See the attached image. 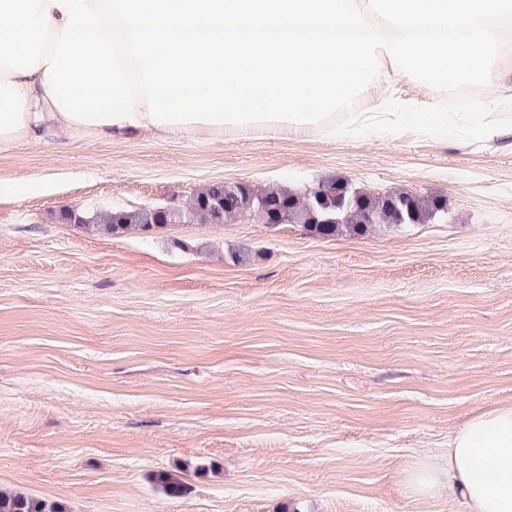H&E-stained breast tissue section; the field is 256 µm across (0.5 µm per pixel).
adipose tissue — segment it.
<instances>
[{"label": "adipose tissue", "mask_w": 512, "mask_h": 512, "mask_svg": "<svg viewBox=\"0 0 512 512\" xmlns=\"http://www.w3.org/2000/svg\"><path fill=\"white\" fill-rule=\"evenodd\" d=\"M511 35L512 0H0V148L72 133L443 135L457 113L392 96L356 112L353 98L391 71L440 96L491 72ZM413 480L468 512H512V405L468 417Z\"/></svg>", "instance_id": "1"}]
</instances>
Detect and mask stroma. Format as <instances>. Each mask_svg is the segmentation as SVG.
Returning <instances> with one entry per match:
<instances>
[{
	"instance_id": "35a3bbf8",
	"label": "stroma",
	"mask_w": 512,
	"mask_h": 512,
	"mask_svg": "<svg viewBox=\"0 0 512 512\" xmlns=\"http://www.w3.org/2000/svg\"><path fill=\"white\" fill-rule=\"evenodd\" d=\"M329 178L445 212L330 238L59 219ZM511 404L512 131L0 150L2 489L68 512H463L410 478L468 415Z\"/></svg>"
}]
</instances>
